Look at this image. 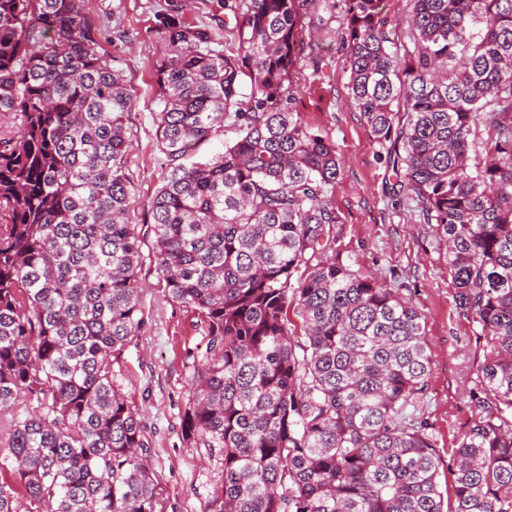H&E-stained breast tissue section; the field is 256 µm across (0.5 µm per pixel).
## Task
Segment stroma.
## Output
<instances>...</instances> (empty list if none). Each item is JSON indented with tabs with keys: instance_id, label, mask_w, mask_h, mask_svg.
Wrapping results in <instances>:
<instances>
[{
	"instance_id": "obj_1",
	"label": "stroma",
	"mask_w": 512,
	"mask_h": 512,
	"mask_svg": "<svg viewBox=\"0 0 512 512\" xmlns=\"http://www.w3.org/2000/svg\"><path fill=\"white\" fill-rule=\"evenodd\" d=\"M167 7L168 0H86L100 31L101 50L122 73L134 101L127 173L137 200L130 221L143 240L138 271L143 325L114 369L145 424L165 512H208L222 467L205 450L186 447L181 428L193 361L205 348L204 325L197 312L168 296L152 250L149 200L165 176L155 137L161 104L153 62L161 43L160 15ZM187 19L211 29L216 49L236 53V20L216 0H195ZM321 53L326 61L322 80L311 81L305 65L293 72L292 105L306 125L335 144L341 158L330 200L343 219L336 227L343 259L352 269L378 274L401 288L425 316L431 364L423 417L441 458V490L449 498L454 450L472 420L470 393L478 385L483 347L475 323L458 308L429 225L420 221L416 203L398 194L394 171L359 112L347 102L345 51L327 39Z\"/></svg>"
}]
</instances>
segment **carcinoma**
I'll return each instance as SVG.
<instances>
[{"mask_svg":"<svg viewBox=\"0 0 512 512\" xmlns=\"http://www.w3.org/2000/svg\"><path fill=\"white\" fill-rule=\"evenodd\" d=\"M341 2L224 0L243 7L234 55L184 21L190 0L161 16L154 257L207 338L184 441L223 466L209 512H512V0H410L402 57L381 0ZM305 29L346 50L349 102L481 328L450 508L421 419L424 314L336 252L340 159L289 103L304 59L322 71ZM132 107L85 0H0V512H164L113 369L142 325ZM229 115L237 138L201 157Z\"/></svg>","mask_w":512,"mask_h":512,"instance_id":"obj_1","label":"carcinoma"}]
</instances>
